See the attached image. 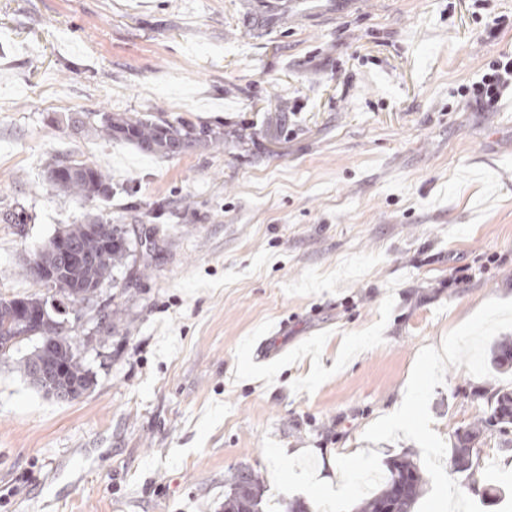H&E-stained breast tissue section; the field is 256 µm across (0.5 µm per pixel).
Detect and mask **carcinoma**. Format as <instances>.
Wrapping results in <instances>:
<instances>
[{
  "mask_svg": "<svg viewBox=\"0 0 512 512\" xmlns=\"http://www.w3.org/2000/svg\"><path fill=\"white\" fill-rule=\"evenodd\" d=\"M76 123L93 127L109 140H123L143 154L161 158L174 157L199 147L216 146L224 141L219 131L179 117L170 119L162 112L146 115L104 113L93 121L86 114ZM65 162L76 168V174L65 177L57 174L58 167ZM48 181L53 188L83 201H105L111 194L107 176L98 165L90 162L59 159L50 166ZM92 224H110L112 232L127 237V230L112 223L111 215L100 213L60 230V234L83 255V263L65 265L64 257L48 248L46 243L31 256L52 272L56 280L65 284L60 288L43 282L41 286L53 291V295L45 298L36 294L27 296L35 305L53 304L47 324L22 328L15 321L13 299L0 297V362L10 360L15 363L25 379L46 395L49 391L32 380V376L37 368L50 363L44 350L47 339L59 349V359L54 363L57 370L55 385H78L85 392L92 387L93 376L85 365L84 350L79 347L74 323L81 317L82 309L97 302L98 294L91 293V288L113 281L114 270L125 265L132 256L131 247L109 244L105 233L90 229ZM489 356L495 369H512V342H494ZM494 399L495 405L484 423L504 431L512 424V391L501 389L495 392ZM470 442L468 437L455 436L451 461L462 464L457 469L459 473L471 474L479 468L478 451ZM386 466L387 476L381 487L361 500L355 512H416V505L428 486L420 466L404 455L392 457ZM225 483L232 492L224 496V512H264V489L255 469L241 466Z\"/></svg>",
  "mask_w": 512,
  "mask_h": 512,
  "instance_id": "cac0c4a2",
  "label": "carcinoma"
}]
</instances>
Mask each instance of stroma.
I'll use <instances>...</instances> for the list:
<instances>
[{
  "instance_id": "35a3bbf8",
  "label": "stroma",
  "mask_w": 512,
  "mask_h": 512,
  "mask_svg": "<svg viewBox=\"0 0 512 512\" xmlns=\"http://www.w3.org/2000/svg\"><path fill=\"white\" fill-rule=\"evenodd\" d=\"M510 50L512 0H0V296L40 293L29 256L88 216L143 241L82 313L91 390L0 364V512H224L242 465L270 512H352L323 484L355 448L422 466L416 512H512V426L451 464L512 390V95H461ZM86 112L224 144L148 157ZM62 158L110 198L52 189ZM68 163L76 174L62 176L58 167ZM48 181L56 190L69 193L83 201H105L110 197L111 186L103 170L96 164L69 159H59L48 170ZM491 365L497 369H512V342L497 340L489 350ZM470 432L466 438L460 437L457 432H455V439L453 446L451 448V461L458 462L463 465L462 468L456 469V472L459 473H468V475L472 474L479 468V456L478 451L474 448V445H470L471 439L469 438V434H474L475 437H478L480 434L479 428H469ZM470 456H472V463L468 465Z\"/></svg>"
}]
</instances>
